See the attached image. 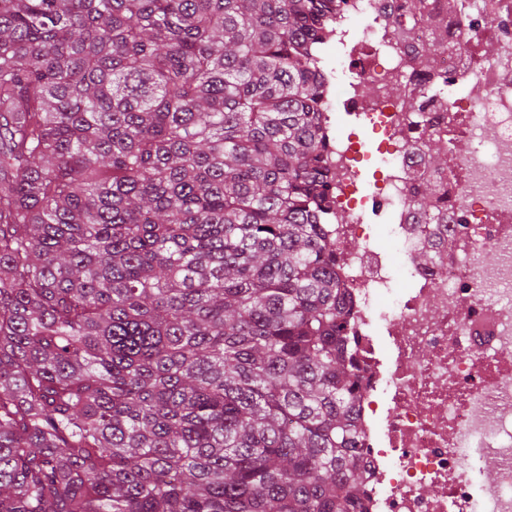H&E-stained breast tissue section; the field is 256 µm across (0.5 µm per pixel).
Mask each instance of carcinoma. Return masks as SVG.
<instances>
[{
	"label": "carcinoma",
	"mask_w": 512,
	"mask_h": 512,
	"mask_svg": "<svg viewBox=\"0 0 512 512\" xmlns=\"http://www.w3.org/2000/svg\"><path fill=\"white\" fill-rule=\"evenodd\" d=\"M339 7L0 0V512L360 507L319 222ZM436 8L457 0H403L392 31Z\"/></svg>",
	"instance_id": "cac0c4a2"
}]
</instances>
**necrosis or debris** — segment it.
Here are the masks:
<instances>
[{
  "label": "necrosis or debris",
  "instance_id": "1",
  "mask_svg": "<svg viewBox=\"0 0 512 512\" xmlns=\"http://www.w3.org/2000/svg\"><path fill=\"white\" fill-rule=\"evenodd\" d=\"M390 2L345 0L316 56L323 90L346 78L345 110L380 136L382 165L362 183L364 143L321 115L336 174L327 234L362 369V510L512 512V0H458L455 14L402 37ZM435 28L448 50L431 69L417 46ZM431 147L448 156L435 175L440 224L415 207ZM383 236L408 266L400 294ZM443 238L435 263L417 264Z\"/></svg>",
  "mask_w": 512,
  "mask_h": 512
}]
</instances>
